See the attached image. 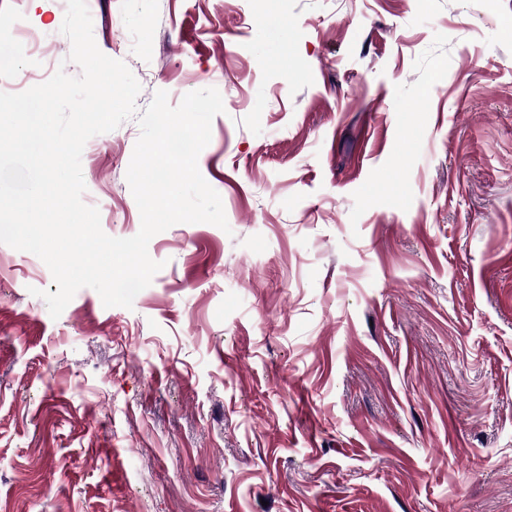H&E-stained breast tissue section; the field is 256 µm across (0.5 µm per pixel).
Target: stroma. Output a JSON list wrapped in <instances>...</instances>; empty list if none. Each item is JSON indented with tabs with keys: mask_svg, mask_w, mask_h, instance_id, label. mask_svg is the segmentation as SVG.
Masks as SVG:
<instances>
[{
	"mask_svg": "<svg viewBox=\"0 0 512 512\" xmlns=\"http://www.w3.org/2000/svg\"><path fill=\"white\" fill-rule=\"evenodd\" d=\"M67 0H0L80 75ZM93 36L225 111L198 168L228 229L179 223L132 308L0 244V512H512V0H91ZM136 116L83 200L141 226Z\"/></svg>",
	"mask_w": 512,
	"mask_h": 512,
	"instance_id": "stroma-1",
	"label": "stroma"
}]
</instances>
